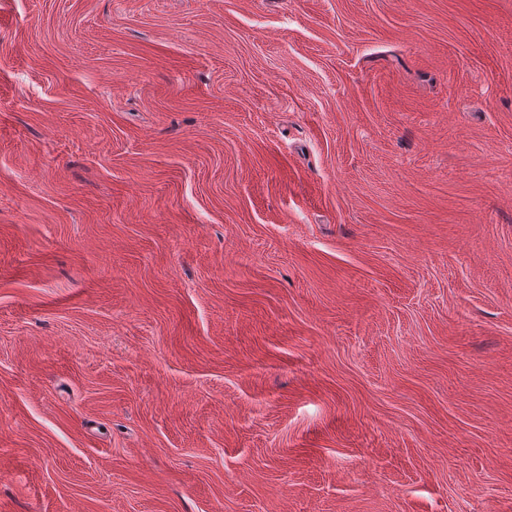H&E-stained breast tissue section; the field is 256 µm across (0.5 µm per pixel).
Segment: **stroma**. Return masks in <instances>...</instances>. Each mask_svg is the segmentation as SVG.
Here are the masks:
<instances>
[{
  "label": "stroma",
  "mask_w": 512,
  "mask_h": 512,
  "mask_svg": "<svg viewBox=\"0 0 512 512\" xmlns=\"http://www.w3.org/2000/svg\"><path fill=\"white\" fill-rule=\"evenodd\" d=\"M0 512H512V0H0Z\"/></svg>",
  "instance_id": "1"
}]
</instances>
